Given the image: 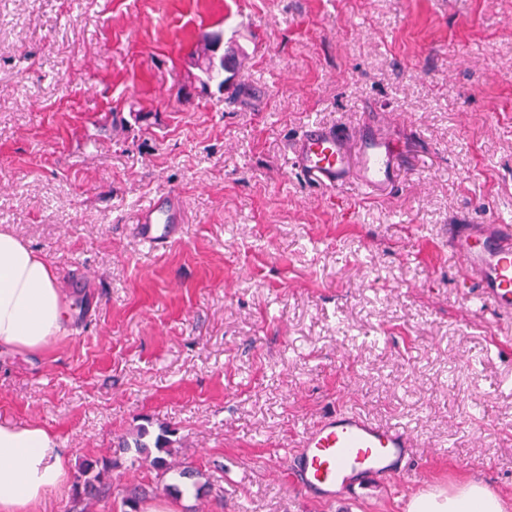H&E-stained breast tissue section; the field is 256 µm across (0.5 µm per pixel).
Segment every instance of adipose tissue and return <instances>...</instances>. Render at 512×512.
Here are the masks:
<instances>
[{"label": "adipose tissue", "instance_id": "1", "mask_svg": "<svg viewBox=\"0 0 512 512\" xmlns=\"http://www.w3.org/2000/svg\"><path fill=\"white\" fill-rule=\"evenodd\" d=\"M69 309L53 269L29 246L0 232V348L35 351L60 336ZM69 466L59 439L39 426L0 424V512H36ZM409 512H505L501 497L475 480L414 495Z\"/></svg>", "mask_w": 512, "mask_h": 512}]
</instances>
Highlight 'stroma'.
Returning a JSON list of instances; mask_svg holds the SVG:
<instances>
[{
  "mask_svg": "<svg viewBox=\"0 0 512 512\" xmlns=\"http://www.w3.org/2000/svg\"><path fill=\"white\" fill-rule=\"evenodd\" d=\"M239 50L226 99L190 64ZM386 116L399 184L370 200L305 183L308 123ZM177 195L175 243L132 228ZM512 220V0H0V228L54 268L70 319L0 350V422L69 457L39 512H73L82 460L179 512H407L481 479L512 504V342L458 283L448 227ZM345 407L408 430L420 481L322 504L289 443ZM173 432L211 490L175 499L118 446Z\"/></svg>",
  "mask_w": 512,
  "mask_h": 512,
  "instance_id": "obj_1",
  "label": "stroma"
}]
</instances>
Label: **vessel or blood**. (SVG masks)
Instances as JSON below:
<instances>
[{
  "label": "vessel or blood",
  "instance_id": "obj_1",
  "mask_svg": "<svg viewBox=\"0 0 512 512\" xmlns=\"http://www.w3.org/2000/svg\"><path fill=\"white\" fill-rule=\"evenodd\" d=\"M291 162L302 177L332 192L356 184L382 196L395 185L399 153L376 122L356 130L312 123L291 146ZM183 215L175 197L152 198L141 208L135 231L152 250L175 237ZM448 245L460 261L464 287L476 288L481 308L512 317V224H458ZM414 440L409 432L339 409L300 435L290 459L292 482L311 496L331 501L338 491L367 480L399 482Z\"/></svg>",
  "mask_w": 512,
  "mask_h": 512
}]
</instances>
